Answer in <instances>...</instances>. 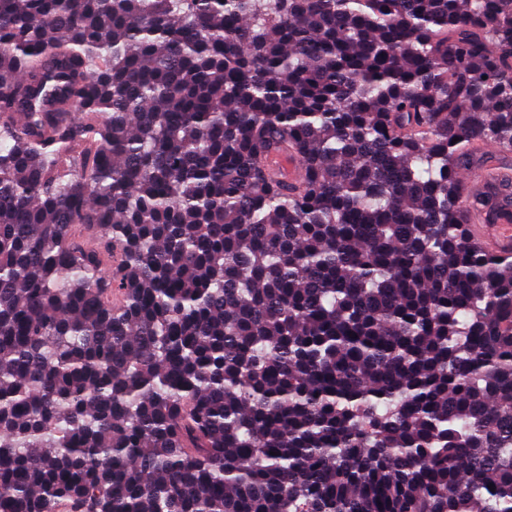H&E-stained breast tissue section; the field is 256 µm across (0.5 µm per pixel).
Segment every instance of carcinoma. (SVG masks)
<instances>
[{
    "mask_svg": "<svg viewBox=\"0 0 512 512\" xmlns=\"http://www.w3.org/2000/svg\"><path fill=\"white\" fill-rule=\"evenodd\" d=\"M479 146L512 0H0V512H512Z\"/></svg>",
    "mask_w": 512,
    "mask_h": 512,
    "instance_id": "carcinoma-1",
    "label": "carcinoma"
}]
</instances>
